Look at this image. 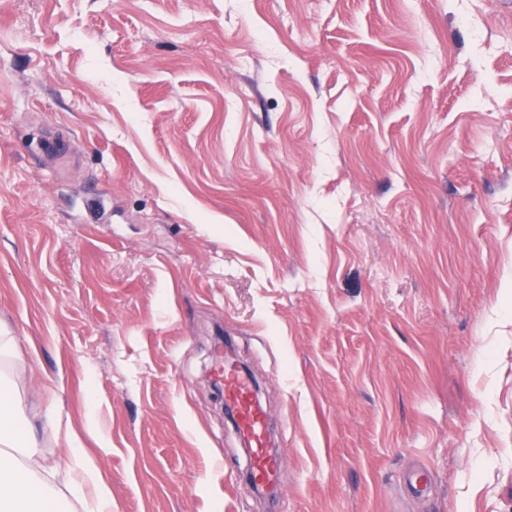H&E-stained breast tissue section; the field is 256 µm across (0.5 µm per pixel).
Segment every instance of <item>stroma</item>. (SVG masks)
<instances>
[{"instance_id":"obj_1","label":"stroma","mask_w":512,"mask_h":512,"mask_svg":"<svg viewBox=\"0 0 512 512\" xmlns=\"http://www.w3.org/2000/svg\"><path fill=\"white\" fill-rule=\"evenodd\" d=\"M0 333L112 512H512V0H0ZM219 374L224 385V404L233 410L241 439L250 449V475L256 485L277 490L283 458L268 448V423L262 406L253 396V383L230 363Z\"/></svg>"}]
</instances>
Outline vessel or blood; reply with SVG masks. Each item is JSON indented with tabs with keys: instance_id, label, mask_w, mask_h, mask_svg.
<instances>
[{
	"instance_id": "obj_1",
	"label": "vessel or blood",
	"mask_w": 512,
	"mask_h": 512,
	"mask_svg": "<svg viewBox=\"0 0 512 512\" xmlns=\"http://www.w3.org/2000/svg\"><path fill=\"white\" fill-rule=\"evenodd\" d=\"M219 378L224 385L226 407L233 410L241 439L250 450V475L256 485L277 488L282 456L268 448V423L262 406L253 396V383L232 364H225Z\"/></svg>"
}]
</instances>
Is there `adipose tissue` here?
Wrapping results in <instances>:
<instances>
[{
  "instance_id": "1",
  "label": "adipose tissue",
  "mask_w": 512,
  "mask_h": 512,
  "mask_svg": "<svg viewBox=\"0 0 512 512\" xmlns=\"http://www.w3.org/2000/svg\"><path fill=\"white\" fill-rule=\"evenodd\" d=\"M22 413L9 384L0 385V512H56L57 499L48 491L56 468L38 461L35 435L21 424ZM55 439L71 444L70 464L65 472L71 494L86 512H112V494L93 457L75 447L70 424L55 419Z\"/></svg>"
}]
</instances>
